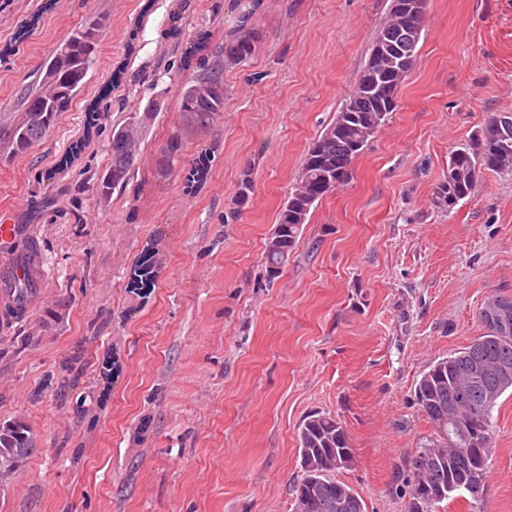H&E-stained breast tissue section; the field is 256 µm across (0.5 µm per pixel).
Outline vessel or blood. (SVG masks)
Instances as JSON below:
<instances>
[{
  "mask_svg": "<svg viewBox=\"0 0 512 512\" xmlns=\"http://www.w3.org/2000/svg\"><path fill=\"white\" fill-rule=\"evenodd\" d=\"M29 227L12 223L8 213L0 214V304L29 311L41 297L44 271L35 268L28 252L20 249L30 239Z\"/></svg>",
  "mask_w": 512,
  "mask_h": 512,
  "instance_id": "1",
  "label": "vessel or blood"
}]
</instances>
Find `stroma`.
<instances>
[{"instance_id": "1", "label": "stroma", "mask_w": 512, "mask_h": 512, "mask_svg": "<svg viewBox=\"0 0 512 512\" xmlns=\"http://www.w3.org/2000/svg\"><path fill=\"white\" fill-rule=\"evenodd\" d=\"M389 6L0 0V132L72 31L102 24L87 82L47 136L21 154L0 139V212L30 225L49 273L30 314L0 322V422L24 419L35 446L0 484V512H292L298 427L313 412L345 428L355 465L336 477L367 512H404L407 461L431 432L416 382L483 333L488 297H512V173H484L451 210L432 203L451 152L512 113V0H428L398 110L276 278L265 253ZM247 9L258 52L225 70L217 126L183 130L182 86ZM152 102L129 181L100 201L113 130ZM177 131L183 161L159 176ZM76 143L78 160L59 166ZM189 160L208 166L193 189ZM246 170L250 202L225 223ZM147 251L156 285L142 299L126 283ZM492 423L482 498L435 512H512V395Z\"/></svg>"}]
</instances>
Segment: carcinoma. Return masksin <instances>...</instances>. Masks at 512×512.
<instances>
[{
  "instance_id": "cac0c4a2",
  "label": "carcinoma",
  "mask_w": 512,
  "mask_h": 512,
  "mask_svg": "<svg viewBox=\"0 0 512 512\" xmlns=\"http://www.w3.org/2000/svg\"><path fill=\"white\" fill-rule=\"evenodd\" d=\"M425 12L409 20L407 15L390 13L389 21L395 25L399 54L382 56L370 49L358 81L351 93L341 100L334 120L327 125L311 143L305 154L293 191L278 214L272 238L285 237V254L277 252L266 256L287 265L289 255L295 246L301 226L308 223L314 203L321 200L316 195V186L324 172V161L336 169L335 185H343L350 175L346 170L345 157L348 148L356 142L367 141L385 125L388 116L399 107V92L402 83L412 70L417 59V47L424 29ZM252 13L241 12L235 19L236 31L224 41V47L216 52L213 61L206 65L194 82H206L210 93L206 100L180 98L179 109L184 115L192 116L194 129L206 132L224 111V66L235 65L252 57L259 47L256 33L250 30ZM100 25L85 23L74 30L63 46L50 61L52 73L43 76V87L29 92L24 112L7 131V143L13 152L23 153L46 136L45 129L54 125L59 113L69 109L78 90L86 82L93 63L98 42ZM377 79L386 84L383 97H376L364 89V85ZM43 108L39 116L44 121L30 120L31 107ZM505 116L491 117L469 141L452 152L448 164V176L444 177L436 191L437 207L448 209V202H460L475 193L479 181L472 178L478 168L484 172H512V122L503 125ZM123 128L112 133L110 142V164L106 174L97 178L94 184L97 196L109 197L112 190L125 185L131 169L137 160V148L142 132H137L129 143L123 140ZM250 172H243L238 189L246 191L236 195L228 216L234 220L248 205L253 189L245 186ZM155 282V269L149 255H144L135 266L127 288L130 292L145 297L151 293ZM485 328L483 335L469 345L429 366L415 385L426 391H443L448 415L453 418L452 426L457 432L479 429L487 435V447H492V412L498 400L508 391L512 382L495 384V375L486 377L485 385H496L493 398L485 400L474 386L468 384L463 375L472 358H479L486 364H506L512 370V330H502L480 318ZM419 410L431 424L432 433L414 451L410 466V481L406 494L408 500L405 512L415 510L413 489L422 481H429L425 468L430 457L442 459V478L448 490L438 493L427 504L424 512H434L435 506L459 493V487L467 476L470 458L463 457L457 448L442 446V436L435 419L437 408L430 399L416 400ZM300 457H308L313 469H301L300 479L293 488V501H298L314 478H319L322 492L314 503L312 512H338L336 499L352 500L350 512H366L365 502L347 483L336 479V471L353 466L355 456L349 437L335 417L327 414H312L306 417L299 428ZM34 452L29 426L22 420H15L0 426V463L10 465L28 459Z\"/></svg>"
}]
</instances>
